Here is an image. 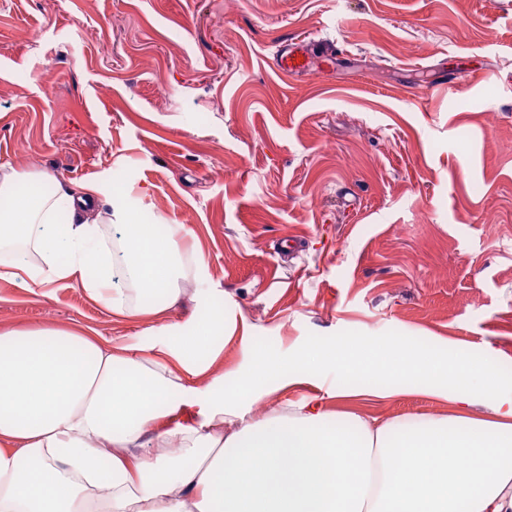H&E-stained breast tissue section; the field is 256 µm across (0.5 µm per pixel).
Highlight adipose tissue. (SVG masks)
<instances>
[{
  "label": "adipose tissue",
  "mask_w": 512,
  "mask_h": 512,
  "mask_svg": "<svg viewBox=\"0 0 512 512\" xmlns=\"http://www.w3.org/2000/svg\"><path fill=\"white\" fill-rule=\"evenodd\" d=\"M48 177L0 170L10 202L0 247L38 256L0 266V278L38 297L70 282L123 317L166 313L180 293V226L158 238L133 205L103 207L94 182L60 186L53 199L29 192ZM223 331V317L198 318L145 353L75 327L0 329V512H512V386L492 366L455 347L443 356L353 336L291 367L262 355L229 398L217 377L202 392L185 385L209 372ZM317 359L334 361L342 384L291 413L246 420L271 377L308 382ZM408 392L451 402L454 413L394 433L325 408ZM194 401L198 418H180ZM227 422L237 429L221 434Z\"/></svg>",
  "instance_id": "obj_1"
}]
</instances>
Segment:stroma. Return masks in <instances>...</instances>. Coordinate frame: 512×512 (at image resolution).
Instances as JSON below:
<instances>
[{
	"instance_id": "1",
	"label": "stroma",
	"mask_w": 512,
	"mask_h": 512,
	"mask_svg": "<svg viewBox=\"0 0 512 512\" xmlns=\"http://www.w3.org/2000/svg\"><path fill=\"white\" fill-rule=\"evenodd\" d=\"M290 40L335 69L282 76ZM0 167L184 228L163 321L0 280V327L146 349L220 311L248 336L210 370L228 395L273 336L291 362L349 333L446 340L512 380V0H0ZM335 379L321 364L248 417ZM329 409L394 429L451 412L422 393Z\"/></svg>"
}]
</instances>
